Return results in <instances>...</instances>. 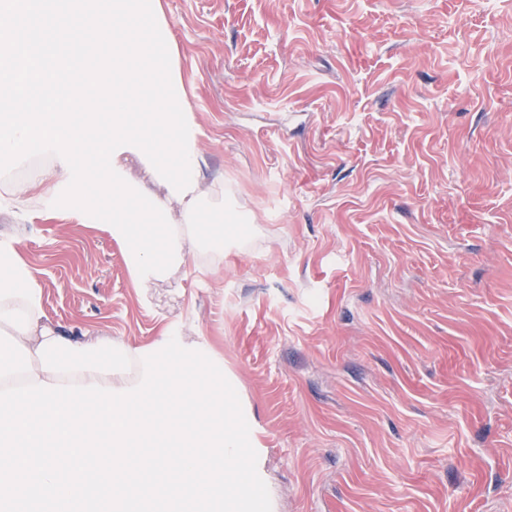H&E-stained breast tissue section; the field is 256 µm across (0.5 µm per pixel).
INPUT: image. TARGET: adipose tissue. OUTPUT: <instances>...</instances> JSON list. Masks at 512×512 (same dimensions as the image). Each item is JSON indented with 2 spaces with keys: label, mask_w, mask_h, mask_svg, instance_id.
Returning a JSON list of instances; mask_svg holds the SVG:
<instances>
[{
  "label": "adipose tissue",
  "mask_w": 512,
  "mask_h": 512,
  "mask_svg": "<svg viewBox=\"0 0 512 512\" xmlns=\"http://www.w3.org/2000/svg\"><path fill=\"white\" fill-rule=\"evenodd\" d=\"M178 204L182 251L202 248L223 258L225 242L237 234L224 222L223 184L198 183ZM0 329L29 350L36 380L70 386L96 382L115 388L141 381L142 363L134 348L108 337L74 341L48 325L38 272L13 238L0 240Z\"/></svg>",
  "instance_id": "adipose-tissue-1"
}]
</instances>
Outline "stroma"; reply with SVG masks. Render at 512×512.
<instances>
[{"label": "stroma", "mask_w": 512, "mask_h": 512, "mask_svg": "<svg viewBox=\"0 0 512 512\" xmlns=\"http://www.w3.org/2000/svg\"><path fill=\"white\" fill-rule=\"evenodd\" d=\"M248 242L148 295L118 245L0 210L50 325L207 341L272 512H512V0H163Z\"/></svg>", "instance_id": "stroma-1"}]
</instances>
